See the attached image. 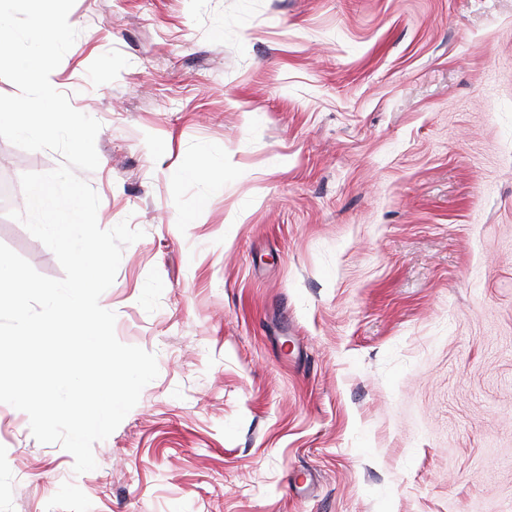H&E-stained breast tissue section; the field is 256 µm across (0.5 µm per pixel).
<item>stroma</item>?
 I'll return each mask as SVG.
<instances>
[{"instance_id": "stroma-1", "label": "stroma", "mask_w": 512, "mask_h": 512, "mask_svg": "<svg viewBox=\"0 0 512 512\" xmlns=\"http://www.w3.org/2000/svg\"><path fill=\"white\" fill-rule=\"evenodd\" d=\"M68 20L81 177L144 232L100 304L159 374L80 475L0 403V512H512V0ZM62 162L0 138L15 196Z\"/></svg>"}]
</instances>
